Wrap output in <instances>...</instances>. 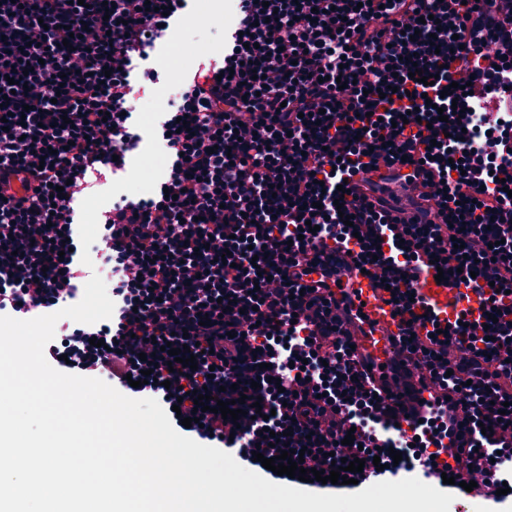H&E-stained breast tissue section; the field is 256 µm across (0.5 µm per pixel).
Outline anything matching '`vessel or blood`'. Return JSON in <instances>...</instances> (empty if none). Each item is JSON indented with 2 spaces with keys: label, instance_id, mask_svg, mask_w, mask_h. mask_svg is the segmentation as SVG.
I'll list each match as a JSON object with an SVG mask.
<instances>
[{
  "label": "vessel or blood",
  "instance_id": "b4317fda",
  "mask_svg": "<svg viewBox=\"0 0 512 512\" xmlns=\"http://www.w3.org/2000/svg\"><path fill=\"white\" fill-rule=\"evenodd\" d=\"M363 316L350 328V341L355 347L357 370L362 380L380 391L401 390L407 409L425 412L422 386L416 377L399 368L396 351L407 329V319L392 313L391 305L384 302V289L369 276H360ZM421 295L438 306H447L456 290L448 284L428 281Z\"/></svg>",
  "mask_w": 512,
  "mask_h": 512
}]
</instances>
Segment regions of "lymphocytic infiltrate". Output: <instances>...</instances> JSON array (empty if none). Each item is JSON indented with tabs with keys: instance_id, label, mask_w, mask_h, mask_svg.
Segmentation results:
<instances>
[{
	"instance_id": "1",
	"label": "lymphocytic infiltrate",
	"mask_w": 512,
	"mask_h": 512,
	"mask_svg": "<svg viewBox=\"0 0 512 512\" xmlns=\"http://www.w3.org/2000/svg\"><path fill=\"white\" fill-rule=\"evenodd\" d=\"M188 7L0 0V314L78 303L95 249L112 267L113 315L60 319L51 366L65 356L70 373L139 381L164 410L180 407L173 425L197 416L191 435L246 462L300 449L304 469L329 472L359 457L361 483L473 470L474 496L496 500L512 487V7L233 0L223 48L138 127L135 104L160 81L150 61ZM146 138L163 146L164 178L113 199L87 237L78 200L122 178ZM436 266L458 292L407 327L403 364L436 394L407 421L400 394L376 396L355 372L353 310L336 289L367 272L402 315ZM168 344L189 346L196 369L171 362ZM196 389L247 396V413L195 411Z\"/></svg>"
}]
</instances>
